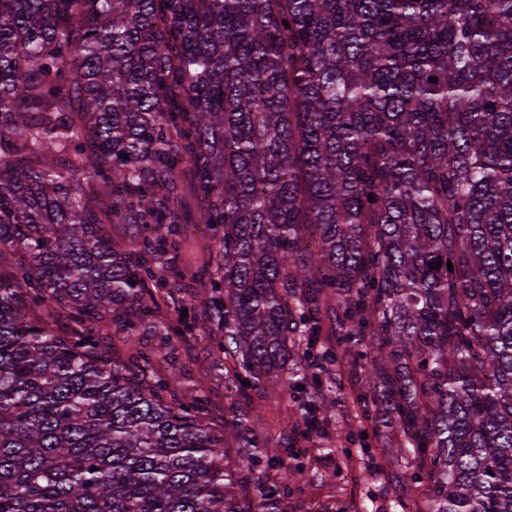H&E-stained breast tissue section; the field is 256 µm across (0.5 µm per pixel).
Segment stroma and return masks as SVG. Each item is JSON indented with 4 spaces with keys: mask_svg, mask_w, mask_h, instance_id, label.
Listing matches in <instances>:
<instances>
[{
    "mask_svg": "<svg viewBox=\"0 0 512 512\" xmlns=\"http://www.w3.org/2000/svg\"><path fill=\"white\" fill-rule=\"evenodd\" d=\"M173 365L184 370L212 399L217 410L233 409L255 417V429L277 436L294 423L287 397L277 391L238 393L224 386V366L210 345L199 340L174 342ZM368 423L351 404L339 403L327 422L309 436L291 434L292 454L305 467L306 485L293 492L288 512H418L432 493L429 483L412 491L413 506H399L389 483L391 474L405 470L404 458L391 455L400 431L384 423L379 437H371ZM386 470H379V462Z\"/></svg>",
    "mask_w": 512,
    "mask_h": 512,
    "instance_id": "stroma-1",
    "label": "stroma"
}]
</instances>
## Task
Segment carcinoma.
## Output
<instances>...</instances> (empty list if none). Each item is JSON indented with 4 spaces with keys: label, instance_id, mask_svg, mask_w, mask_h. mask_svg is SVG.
I'll list each match as a JSON object with an SVG mask.
<instances>
[{
    "label": "carcinoma",
    "instance_id": "cac0c4a2",
    "mask_svg": "<svg viewBox=\"0 0 512 512\" xmlns=\"http://www.w3.org/2000/svg\"><path fill=\"white\" fill-rule=\"evenodd\" d=\"M186 336L307 429L347 357L400 502L512 512V0H0V512H288ZM209 231H206L203 226L189 225L188 226V240L184 245L185 256L191 261L195 262L203 255V249L207 243Z\"/></svg>",
    "mask_w": 512,
    "mask_h": 512
}]
</instances>
